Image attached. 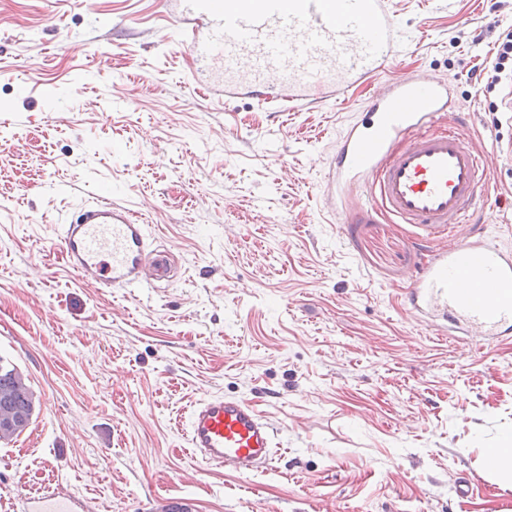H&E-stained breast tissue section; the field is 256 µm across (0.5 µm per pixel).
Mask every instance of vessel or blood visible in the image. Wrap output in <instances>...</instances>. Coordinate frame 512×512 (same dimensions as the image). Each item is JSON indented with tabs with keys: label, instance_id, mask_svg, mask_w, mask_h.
Here are the masks:
<instances>
[{
	"label": "vessel or blood",
	"instance_id": "1",
	"mask_svg": "<svg viewBox=\"0 0 512 512\" xmlns=\"http://www.w3.org/2000/svg\"><path fill=\"white\" fill-rule=\"evenodd\" d=\"M176 29L194 61L192 81L225 96L268 102L327 100L374 77L397 55L399 30L386 0H174ZM455 103L447 81L407 75L341 135L323 191L358 199L361 209L445 238L411 275L403 302L428 325L492 338L512 332V248L478 233L460 235L488 175L481 143L441 124ZM57 247L79 275L112 288L166 280L165 254L152 252L145 227L111 199L83 205L62 224ZM275 429L236 398L194 407L188 443L202 459L248 474L268 464ZM25 512H88L84 498L54 490L26 499Z\"/></svg>",
	"mask_w": 512,
	"mask_h": 512
}]
</instances>
